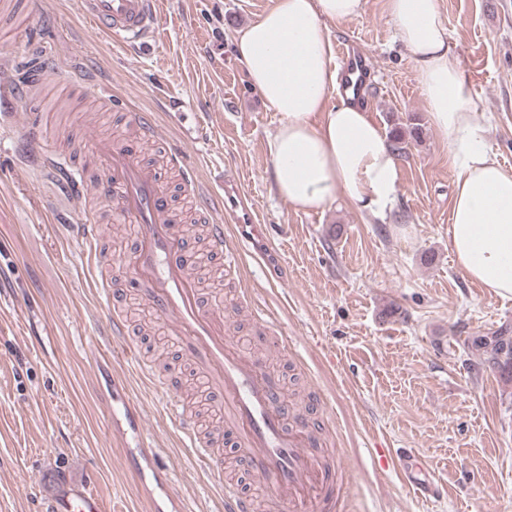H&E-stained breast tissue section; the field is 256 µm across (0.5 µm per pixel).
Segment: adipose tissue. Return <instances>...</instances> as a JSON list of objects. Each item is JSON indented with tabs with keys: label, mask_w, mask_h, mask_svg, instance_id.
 Here are the masks:
<instances>
[{
	"label": "adipose tissue",
	"mask_w": 512,
	"mask_h": 512,
	"mask_svg": "<svg viewBox=\"0 0 512 512\" xmlns=\"http://www.w3.org/2000/svg\"><path fill=\"white\" fill-rule=\"evenodd\" d=\"M363 0H275L234 40L251 86L279 116L270 143L276 192L298 209L344 196L386 218L399 163L370 112L333 102L336 58L330 23L358 16ZM400 41L411 52L430 126L448 146L454 183L448 242L470 280L512 296V169L489 153L470 84L448 42L439 0H387Z\"/></svg>",
	"instance_id": "adipose-tissue-1"
}]
</instances>
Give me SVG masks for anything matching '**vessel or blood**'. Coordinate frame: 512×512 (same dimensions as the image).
Here are the masks:
<instances>
[{"label":"vessel or blood","mask_w":512,"mask_h":512,"mask_svg":"<svg viewBox=\"0 0 512 512\" xmlns=\"http://www.w3.org/2000/svg\"><path fill=\"white\" fill-rule=\"evenodd\" d=\"M95 30L142 43L153 39L159 22V0H82ZM341 91L356 104L366 102L365 90L375 75L367 54L344 45L338 49ZM99 179L80 181L82 193L106 191L112 196L117 222L133 225L135 235L124 254V269L141 286V298L168 326L171 340L186 359L224 399V422L251 476L264 495L242 493L224 475L223 449L200 439L194 414L176 402V421L190 447L201 449L214 485L224 491V512H336L335 462L320 456L319 443L300 410L290 409L282 397L279 378L266 362L240 349L232 323L211 309L187 260L194 249L179 214L169 202L168 174L180 175L185 193L200 196L192 173L172 154L158 163L139 159L123 139L104 136L90 146ZM235 213L237 238H228L217 210ZM206 252L220 260L222 271L239 266L248 247H266L264 227L252 223L248 208L236 196L204 203ZM79 238L99 272L97 285L110 290L108 264L102 255V227L89 219L79 227ZM38 512H105L102 499L92 490L58 481L41 493Z\"/></svg>","instance_id":"b4317fda"}]
</instances>
